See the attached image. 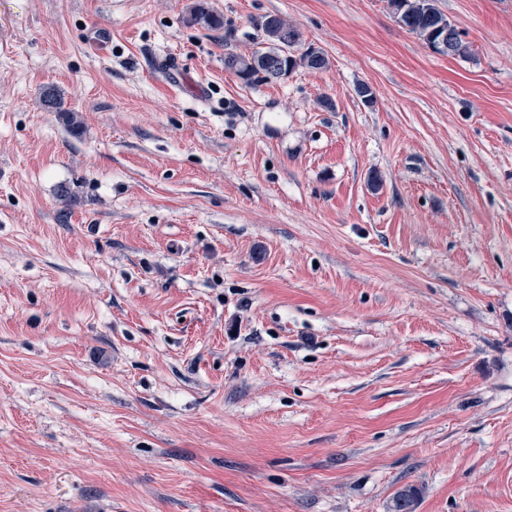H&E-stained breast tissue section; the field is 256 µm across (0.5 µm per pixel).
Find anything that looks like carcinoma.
<instances>
[{
	"mask_svg": "<svg viewBox=\"0 0 512 512\" xmlns=\"http://www.w3.org/2000/svg\"><path fill=\"white\" fill-rule=\"evenodd\" d=\"M388 6L399 18L408 32L431 44L434 36L448 30V17L435 5V0H388ZM190 27L200 26L212 30L224 27V18L214 13L205 0H195L184 18ZM253 26L262 33L273 29L274 39L256 42L250 55L230 54L224 59V67L235 73L246 83L269 81L288 76L298 68L323 70L329 60L320 50L297 52L302 44V34L293 24L279 14H265L253 19ZM42 107L48 112H60L63 98L55 87H47L40 98ZM416 490L406 488L394 498L392 512H414Z\"/></svg>",
	"mask_w": 512,
	"mask_h": 512,
	"instance_id": "carcinoma-1",
	"label": "carcinoma"
}]
</instances>
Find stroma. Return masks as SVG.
I'll use <instances>...</instances> for the list:
<instances>
[{
    "label": "stroma",
    "instance_id": "35a3bbf8",
    "mask_svg": "<svg viewBox=\"0 0 512 512\" xmlns=\"http://www.w3.org/2000/svg\"><path fill=\"white\" fill-rule=\"evenodd\" d=\"M193 2L0 0V512H512V0ZM184 23L190 27L200 26L217 30L224 27V18L214 13L204 0H197L185 16ZM396 20L408 27V32L429 46L437 33L448 30V17L435 5L434 0H388ZM252 23L259 38L262 32L272 28L277 39L261 38L251 55L230 54L225 57L224 67L245 83L284 78L298 68L316 71L328 68L327 56L318 49L295 54L302 44V34L280 14H265L253 19ZM283 47L287 48L288 53Z\"/></svg>",
    "mask_w": 512,
    "mask_h": 512
}]
</instances>
